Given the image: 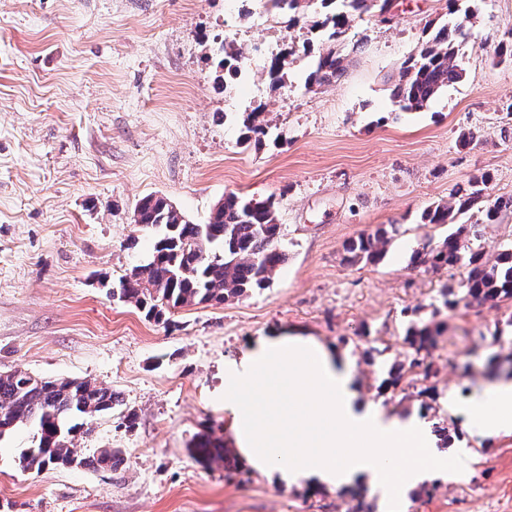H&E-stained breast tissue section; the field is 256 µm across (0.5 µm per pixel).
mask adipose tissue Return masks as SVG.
Here are the masks:
<instances>
[{"label":"adipose tissue","instance_id":"ef3b65f1","mask_svg":"<svg viewBox=\"0 0 512 512\" xmlns=\"http://www.w3.org/2000/svg\"><path fill=\"white\" fill-rule=\"evenodd\" d=\"M447 406L486 433L512 431V381L464 402L449 396ZM224 413L238 460L289 487L405 492L463 464L436 452L419 418L361 404L350 359L310 336L275 331L225 359Z\"/></svg>","mask_w":512,"mask_h":512}]
</instances>
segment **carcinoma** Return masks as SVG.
<instances>
[{
	"instance_id": "cac0c4a2",
	"label": "carcinoma",
	"mask_w": 512,
	"mask_h": 512,
	"mask_svg": "<svg viewBox=\"0 0 512 512\" xmlns=\"http://www.w3.org/2000/svg\"><path fill=\"white\" fill-rule=\"evenodd\" d=\"M313 1L319 2L321 8V19L314 26L326 31L328 46L319 54L307 83L324 86L339 80L345 72L344 57L336 50V41L355 18L374 13L386 15L390 0H271L274 7L297 15V22L305 18V8ZM474 16L473 8L461 10L459 0H448V22L436 28L417 53L402 63L393 93L399 110L421 109L449 84L462 80L465 70L457 44ZM219 52L222 79L237 78L238 52L224 44ZM261 116L256 109L244 116V140L262 142ZM489 181L490 176L482 174L457 184L450 190L447 202L430 205L421 214L424 224H455L457 228L442 240L414 250L409 265L435 271L463 267L466 276L457 289H442L440 306L434 308L431 317L417 316L409 321L404 336L409 349L408 363H394L388 368V383L392 385L421 366L423 378L431 376L432 366L427 358L434 337L444 326L434 320L441 309H453L462 303L496 307L499 302L512 299V241L500 244L492 265L485 260L482 247L475 244L481 237L480 224L495 223L500 211L512 208V197L497 199L483 209L479 223L457 224L483 200ZM136 212L135 224L157 232L152 257L133 267L120 281L116 295L157 323L165 321L166 315L178 308L203 303L222 305L251 291L263 290L287 258L280 245L282 225L271 201L251 203L234 193L228 194L222 206L214 209L203 224L188 220L164 197L143 199ZM397 233L398 226L383 224L360 234L346 246L347 260L379 261ZM118 403L119 397L111 389L88 381L33 379L22 368L0 373V439L20 424L36 429L37 444L20 456L24 471L38 473L71 461L81 464L83 460L78 458L74 444L77 433L83 431L89 420L112 410ZM194 452L205 460L223 457L222 446L208 438L200 439ZM96 462L115 470L121 458L118 451L104 448Z\"/></svg>"
}]
</instances>
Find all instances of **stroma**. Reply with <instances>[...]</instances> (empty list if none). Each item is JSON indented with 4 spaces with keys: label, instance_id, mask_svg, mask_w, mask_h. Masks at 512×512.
I'll use <instances>...</instances> for the list:
<instances>
[{
    "label": "stroma",
    "instance_id": "stroma-1",
    "mask_svg": "<svg viewBox=\"0 0 512 512\" xmlns=\"http://www.w3.org/2000/svg\"><path fill=\"white\" fill-rule=\"evenodd\" d=\"M446 0H395L386 22L355 19L337 49L346 72L310 87L325 46L308 25L271 19L261 0H0V372L87 380L119 393L75 441L82 457L118 450V470L92 464L22 470L37 436L0 439V512H383L378 493L277 484L233 457L224 360L273 331L346 354L359 400L388 417L443 422L455 476L427 479L404 512H512V434L490 436L448 394H482L512 367V301L458 306L436 338L428 380L386 385L372 346L406 359L414 314L430 315L463 270L413 268L411 252L444 237L425 207L489 174L487 200L512 197V62L494 49L512 31V0H481L460 45L462 81L427 107L392 102L403 61ZM241 56L231 84L219 43ZM284 77L266 74L271 55ZM261 108L265 144L240 141ZM476 138L461 145L460 135ZM274 199L288 255L269 288L221 305L176 310L169 323L113 299L148 261L154 233L133 222L140 200L166 197L204 223L228 193ZM401 233L376 264L345 262L362 232ZM134 424H127V415ZM211 437L229 459H200Z\"/></svg>",
    "mask_w": 512,
    "mask_h": 512
}]
</instances>
